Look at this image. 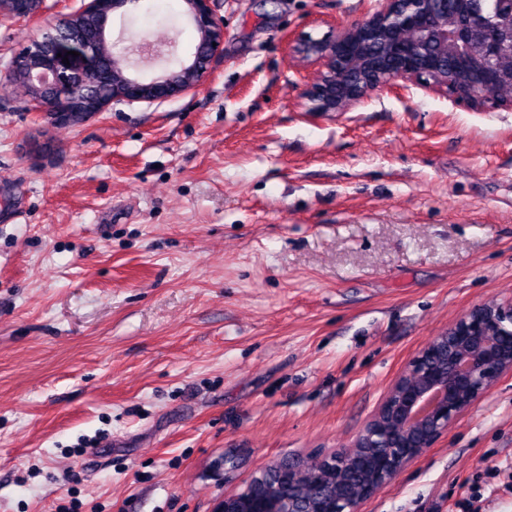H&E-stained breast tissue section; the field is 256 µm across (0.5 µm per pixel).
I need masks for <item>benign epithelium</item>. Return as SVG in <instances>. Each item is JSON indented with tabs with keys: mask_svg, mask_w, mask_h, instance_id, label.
I'll list each match as a JSON object with an SVG mask.
<instances>
[{
	"mask_svg": "<svg viewBox=\"0 0 512 512\" xmlns=\"http://www.w3.org/2000/svg\"><path fill=\"white\" fill-rule=\"evenodd\" d=\"M131 0H88L84 12L102 14L107 6L120 9ZM211 0H187L188 15L200 34L204 54L177 76L165 72L150 81L126 72L122 62L144 57L145 42L112 55L99 32L74 29L62 18L45 27L12 59L11 72L30 66L23 83L28 110L50 122L68 120L83 103L77 91L95 84H112V102H155L176 97L194 87L220 56L224 20L213 13ZM34 0H0V18L32 14ZM460 13L450 27L447 15ZM288 51L304 64L322 68L320 80L303 92L315 113L348 112L388 89L416 86L445 94L455 103L480 111L508 105L500 88L512 87V72L498 63L512 58V0L489 12L484 0H383L382 6L360 20L320 39H288ZM75 51L79 56L67 55ZM76 60L75 67L62 58ZM50 90L63 103L59 112L47 110L39 94ZM512 303L483 302L441 332L410 362L352 444L321 459L336 483L348 487L357 478L349 473L352 456L369 460L362 497L338 493L319 505L292 494L302 484L296 469L280 475L277 486L258 480L249 495L227 496L216 512H360V505L391 482L411 461L447 434L448 429L505 373L512 372Z\"/></svg>",
	"mask_w": 512,
	"mask_h": 512,
	"instance_id": "7a95c632",
	"label": "benign epithelium"
}]
</instances>
